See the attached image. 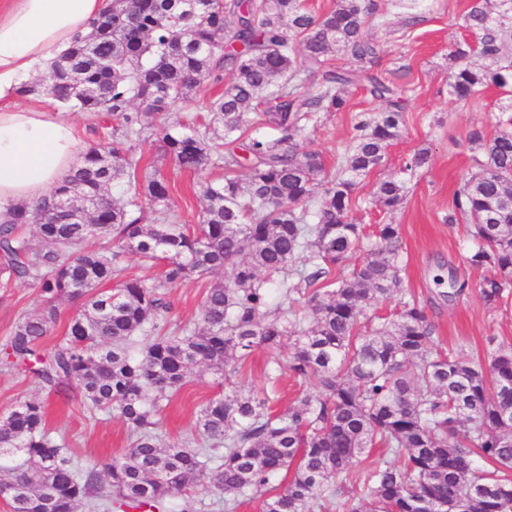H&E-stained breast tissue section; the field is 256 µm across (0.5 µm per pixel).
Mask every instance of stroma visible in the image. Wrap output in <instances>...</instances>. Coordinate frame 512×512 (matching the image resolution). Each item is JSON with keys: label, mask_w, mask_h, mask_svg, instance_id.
<instances>
[{"label": "stroma", "mask_w": 512, "mask_h": 512, "mask_svg": "<svg viewBox=\"0 0 512 512\" xmlns=\"http://www.w3.org/2000/svg\"><path fill=\"white\" fill-rule=\"evenodd\" d=\"M471 0H416L414 9L393 7L387 30L378 32L379 59L372 69L401 88L404 116L402 133L389 147L383 166L373 170L354 194L350 211L354 223L363 225L367 241H374L377 225L399 227L403 260L401 275L405 291L421 301L435 324L439 345L478 361L485 359L490 337L512 342V296L497 309H488L479 295L485 269L465 264L471 245L469 221L460 217L445 223L448 203L471 168L469 136L496 133L499 108L507 101L502 90L491 87L467 102L449 93L448 52L466 39L461 17ZM384 105L364 88L354 89L344 112H321L299 141L303 151L320 153L328 166H335L339 151L353 134L358 113H377ZM139 175L158 172L168 183L169 207L178 223L199 222L201 182L221 181L222 155L213 156L205 170L190 173L178 169L165 154L155 129L145 130L134 142ZM428 149L430 162L406 178V198L394 211L375 207L372 194L381 180L399 175L403 160L419 149ZM464 282V291L447 298L450 278ZM210 278L192 279L169 289L174 305L172 325H197ZM43 308L40 289L33 281H14L0 272V414L24 401L38 398L48 404L47 427L61 438L72 456L83 464H104L121 457L132 433L120 418L106 411L89 413L80 394H56L42 388L28 365L6 361L3 349L16 322ZM287 348L255 347L245 367L233 377L240 390L262 393L266 375L278 370L276 413L288 411L307 384L286 370ZM219 377L203 367L193 368L185 385L171 397L161 415L165 440L193 442L194 422L200 408L220 392Z\"/></svg>", "instance_id": "obj_1"}]
</instances>
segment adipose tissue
Returning <instances> with one entry per match:
<instances>
[{"label":"adipose tissue","mask_w":512,"mask_h":512,"mask_svg":"<svg viewBox=\"0 0 512 512\" xmlns=\"http://www.w3.org/2000/svg\"><path fill=\"white\" fill-rule=\"evenodd\" d=\"M110 0H0V222L17 204L49 197L80 163L75 124L49 106L18 103L17 89L43 74Z\"/></svg>","instance_id":"adipose-tissue-1"}]
</instances>
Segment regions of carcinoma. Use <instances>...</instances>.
Wrapping results in <instances>:
<instances>
[{
  "mask_svg": "<svg viewBox=\"0 0 512 512\" xmlns=\"http://www.w3.org/2000/svg\"><path fill=\"white\" fill-rule=\"evenodd\" d=\"M374 20L386 24L375 0H336L319 16L305 0H207L197 11L183 10L182 0H112L46 80L21 84L20 94L49 95L63 110L121 119L129 137L141 135V118L161 120L165 152L179 168L198 171L220 144L166 119L204 79L220 83L227 72L222 95L201 109L232 144L235 132L252 134L243 154L224 153L223 181L201 184L193 227L169 212L161 175L136 182L137 164L117 141L88 148L50 197L9 209L0 223V271L37 282L46 307L19 320L6 357L35 365L44 387L79 393L134 433L122 457L100 469L79 464L52 436L44 402L12 408L0 416V499L9 512H154L191 490L205 469L228 510L260 495L262 512H512V343L499 342L478 363L432 354L435 325L403 289L398 225H378L375 243L365 246L361 225L349 219L357 186L384 163L403 125L400 90L371 72L379 54L367 31ZM462 22L475 41L448 53L451 95L511 89L512 0H472ZM334 51L352 66L327 67ZM304 74L317 77L314 91L304 90ZM359 85L388 107L360 115L332 173L319 153L299 151L298 139L317 113L346 110ZM501 116L494 135L471 133L474 171L446 217L471 220L464 261L490 272L479 290L490 309L512 288V101ZM264 125L278 136L261 134ZM123 186L161 207L155 223H143L136 201H112V188ZM405 192L402 179L389 178L376 185L373 202L393 211ZM29 224L38 248L19 233ZM97 237L111 238L115 250L84 249ZM126 251L161 264V279L100 290L123 276ZM357 251L362 259L346 269ZM219 271L229 277L206 289L201 326L164 332L171 306L161 290ZM62 299L82 304L44 357L38 347ZM394 299L393 317L368 314L374 301ZM260 345L288 346V371L314 391L299 393L285 414L272 412L267 394H222L197 414L200 448L162 438L156 415L190 367L222 376ZM372 448L385 453L369 463ZM282 471L291 474L287 487L269 488Z\"/></svg>",
  "mask_w": 512,
  "mask_h": 512,
  "instance_id": "1",
  "label": "carcinoma"
}]
</instances>
